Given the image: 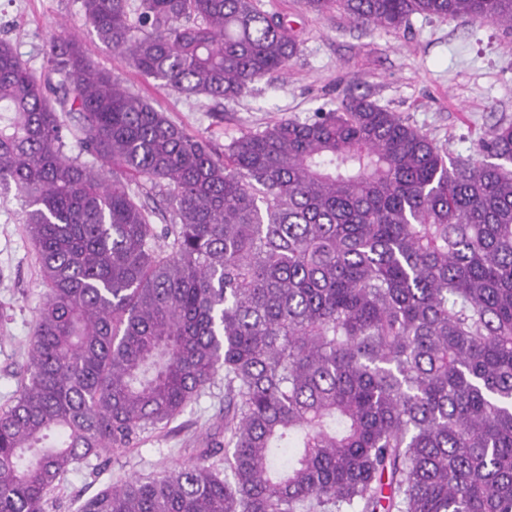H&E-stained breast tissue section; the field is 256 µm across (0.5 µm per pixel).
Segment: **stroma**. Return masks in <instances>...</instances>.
<instances>
[{"label": "stroma", "instance_id": "35a3bbf8", "mask_svg": "<svg viewBox=\"0 0 512 512\" xmlns=\"http://www.w3.org/2000/svg\"><path fill=\"white\" fill-rule=\"evenodd\" d=\"M259 3L292 24L300 51L287 74L268 75L232 100L186 98L141 76L85 23L81 0H0V38L38 71L46 63L50 38L70 31L94 64L219 150L241 133L274 121H303L335 110L350 90L408 118L455 155L471 154L484 130L501 119L512 120V31L422 15L393 30L361 26L336 12L312 13L304 0ZM24 219L14 191L0 193V408L17 388L45 293ZM223 407L219 380L167 430L142 432L121 457L77 464L52 493L48 512H78L86 498L112 480L158 476L197 461Z\"/></svg>", "mask_w": 512, "mask_h": 512}]
</instances>
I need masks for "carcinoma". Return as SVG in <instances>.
Here are the masks:
<instances>
[{"label": "carcinoma", "mask_w": 512, "mask_h": 512, "mask_svg": "<svg viewBox=\"0 0 512 512\" xmlns=\"http://www.w3.org/2000/svg\"><path fill=\"white\" fill-rule=\"evenodd\" d=\"M397 30L512 29V0H306ZM99 39L185 97L234 99L299 41L256 0H82ZM452 159L340 107L214 152L54 37L0 40V186L47 291L0 411V512H45L224 380V471L117 479L80 512H512V122ZM111 164L105 169L84 160ZM164 224H155L157 217Z\"/></svg>", "instance_id": "1"}]
</instances>
